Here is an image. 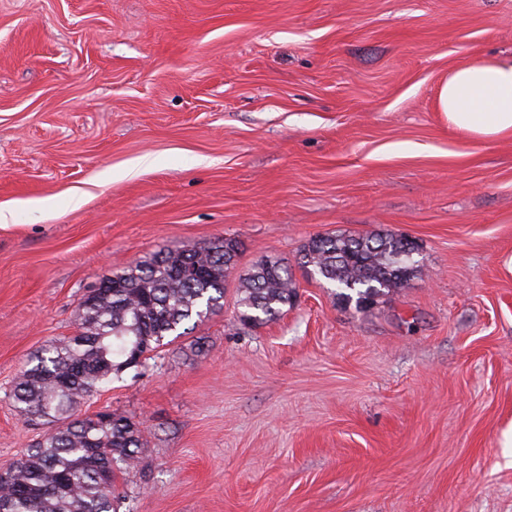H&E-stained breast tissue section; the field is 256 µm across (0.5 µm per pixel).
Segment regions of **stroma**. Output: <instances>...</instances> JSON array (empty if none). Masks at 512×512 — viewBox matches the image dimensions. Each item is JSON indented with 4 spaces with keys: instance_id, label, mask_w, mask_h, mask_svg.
<instances>
[{
    "instance_id": "stroma-1",
    "label": "stroma",
    "mask_w": 512,
    "mask_h": 512,
    "mask_svg": "<svg viewBox=\"0 0 512 512\" xmlns=\"http://www.w3.org/2000/svg\"><path fill=\"white\" fill-rule=\"evenodd\" d=\"M478 55L512 0H0V469L87 290L224 236L223 310L81 406L143 432L118 512H512V137L437 105ZM371 232L423 262L359 313L298 257ZM268 257L296 297L243 324Z\"/></svg>"
}]
</instances>
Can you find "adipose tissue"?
Returning a JSON list of instances; mask_svg holds the SVG:
<instances>
[{"instance_id":"obj_1","label":"adipose tissue","mask_w":512,"mask_h":512,"mask_svg":"<svg viewBox=\"0 0 512 512\" xmlns=\"http://www.w3.org/2000/svg\"><path fill=\"white\" fill-rule=\"evenodd\" d=\"M440 112L455 130L478 141L512 135V57L474 58L438 89Z\"/></svg>"}]
</instances>
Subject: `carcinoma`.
I'll list each match as a JSON object with an SVG mask.
<instances>
[{
    "label": "carcinoma",
    "instance_id": "1",
    "mask_svg": "<svg viewBox=\"0 0 512 512\" xmlns=\"http://www.w3.org/2000/svg\"><path fill=\"white\" fill-rule=\"evenodd\" d=\"M238 251V241L226 237L164 248L103 277L99 292L83 297L78 334L34 354L15 383L16 410L51 429L8 467L0 512H116V483L140 463L141 431L130 416L106 419L78 408L125 370L143 366L167 338L223 310ZM420 257L421 245L409 250L398 235H327L304 245L299 264L334 286L343 304L358 306L406 287ZM293 296L288 267L266 259L241 281L240 318L273 321Z\"/></svg>",
    "mask_w": 512,
    "mask_h": 512
}]
</instances>
